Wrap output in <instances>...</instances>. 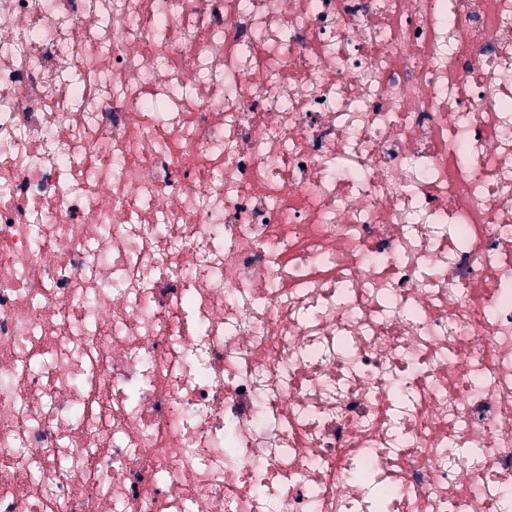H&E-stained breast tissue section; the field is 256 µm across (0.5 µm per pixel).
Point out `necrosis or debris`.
Listing matches in <instances>:
<instances>
[{
    "mask_svg": "<svg viewBox=\"0 0 512 512\" xmlns=\"http://www.w3.org/2000/svg\"><path fill=\"white\" fill-rule=\"evenodd\" d=\"M0 512H512V0H0Z\"/></svg>",
    "mask_w": 512,
    "mask_h": 512,
    "instance_id": "necrosis-or-debris-1",
    "label": "necrosis or debris"
}]
</instances>
